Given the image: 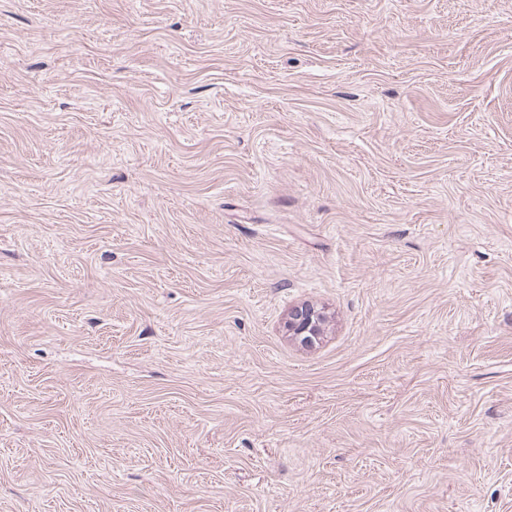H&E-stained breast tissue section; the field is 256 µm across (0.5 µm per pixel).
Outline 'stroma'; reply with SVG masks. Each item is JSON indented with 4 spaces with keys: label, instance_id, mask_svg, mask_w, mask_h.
<instances>
[{
    "label": "stroma",
    "instance_id": "obj_1",
    "mask_svg": "<svg viewBox=\"0 0 512 512\" xmlns=\"http://www.w3.org/2000/svg\"><path fill=\"white\" fill-rule=\"evenodd\" d=\"M0 512H512V0H0ZM325 316L312 305L295 307L288 314L287 329L290 336L302 345H312L322 335Z\"/></svg>",
    "mask_w": 512,
    "mask_h": 512
}]
</instances>
